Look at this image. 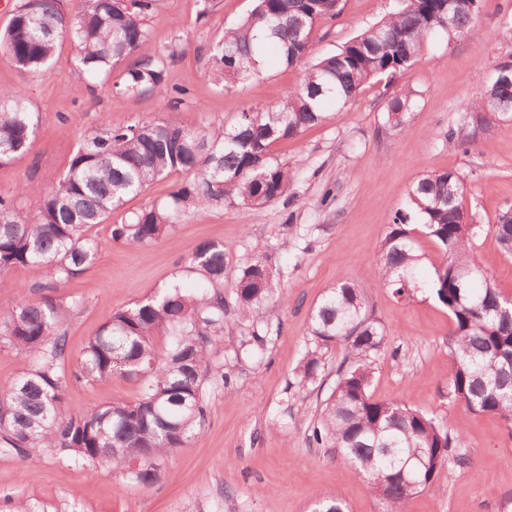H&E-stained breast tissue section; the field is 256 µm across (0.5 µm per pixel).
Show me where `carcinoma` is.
Instances as JSON below:
<instances>
[{
  "label": "carcinoma",
  "mask_w": 512,
  "mask_h": 512,
  "mask_svg": "<svg viewBox=\"0 0 512 512\" xmlns=\"http://www.w3.org/2000/svg\"><path fill=\"white\" fill-rule=\"evenodd\" d=\"M157 0H19L0 30V50L24 77H46L58 45L76 47L78 75L96 79L128 62L123 93L152 92L181 100L185 91L165 83L164 63L136 57L148 38L147 18ZM481 0H396L383 18L337 51L307 62L321 23L341 12L339 0H255L238 25L224 30L213 47L210 79L223 87L240 81L257 85L272 66L304 67L299 86L266 108L242 111L233 124L200 130L173 121H145L86 130L73 149L66 172L51 187L26 184L0 194V279L15 268L47 269L40 298L0 304V342L31 365L0 393V452L23 459L47 451L68 454L89 466L110 463L133 482L149 486L161 462L206 421V385L232 387V365L213 364L224 342V243L201 241L184 271L199 286L177 285L112 313L89 339L73 377L89 384L118 376L138 386L135 398H116L97 409L62 412L66 383L64 324L81 301L58 291L80 278L99 244L90 230L104 223L128 199L160 178L187 176L163 200L111 225V239L150 246L170 235L191 209L233 205L260 209L288 200L301 160H282L275 145L297 138L328 118V105L346 107L366 83H387L411 68L431 40L479 31ZM512 60L494 68L458 129L448 130V147L473 146L496 122H512ZM416 93H389L383 124L410 126ZM37 123L20 89L0 88V164L30 151ZM40 197L31 211L23 198ZM493 235L512 255V212L492 224L477 221L466 205L461 176L434 172L419 178L406 205L381 242L378 279L392 294L409 300L430 291L448 311V355L454 372L448 397L476 414H493L512 428V296L477 264L472 247ZM429 239L443 255L428 283L417 278L425 254L417 238ZM281 298L265 255L237 273L235 306L242 321L261 319L266 304ZM165 341L157 348V339ZM386 344L380 321L353 283L340 279L312 310L306 351L295 368L293 394L322 391L309 421L308 442L348 462L380 499L384 512H405L408 501L453 465L470 467L464 435L449 423L406 403L377 400L371 392L376 361Z\"/></svg>",
  "instance_id": "cac0c4a2"
}]
</instances>
